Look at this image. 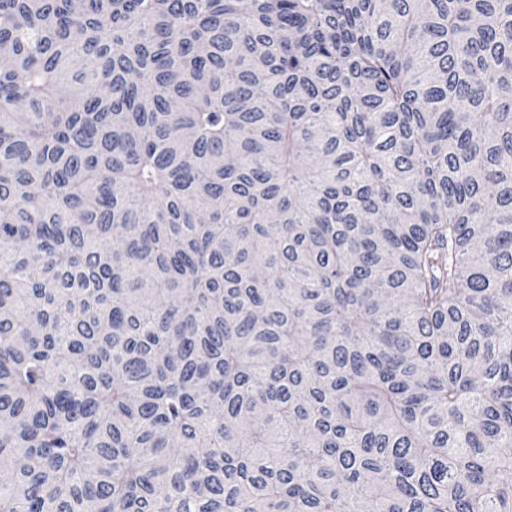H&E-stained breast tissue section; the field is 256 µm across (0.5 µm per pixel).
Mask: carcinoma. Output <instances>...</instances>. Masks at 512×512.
Listing matches in <instances>:
<instances>
[{"instance_id": "obj_1", "label": "carcinoma", "mask_w": 512, "mask_h": 512, "mask_svg": "<svg viewBox=\"0 0 512 512\" xmlns=\"http://www.w3.org/2000/svg\"><path fill=\"white\" fill-rule=\"evenodd\" d=\"M0 512H512V0H0Z\"/></svg>"}]
</instances>
